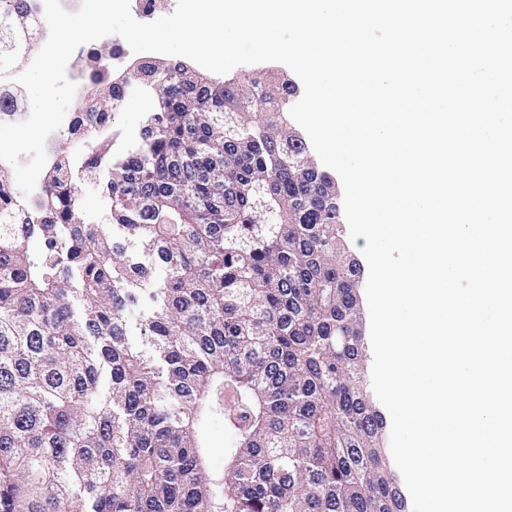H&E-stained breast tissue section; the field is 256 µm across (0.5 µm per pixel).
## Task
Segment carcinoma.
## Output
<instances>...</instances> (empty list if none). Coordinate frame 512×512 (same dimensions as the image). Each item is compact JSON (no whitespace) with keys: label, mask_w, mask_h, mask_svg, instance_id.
<instances>
[{"label":"carcinoma","mask_w":512,"mask_h":512,"mask_svg":"<svg viewBox=\"0 0 512 512\" xmlns=\"http://www.w3.org/2000/svg\"><path fill=\"white\" fill-rule=\"evenodd\" d=\"M39 27L0 0V72ZM103 82L82 111H122L129 87L156 103L126 155L85 144L106 223L69 159L27 200L0 166V512H403L361 282L282 127L290 83L181 62ZM77 185L80 187V198L89 221L93 224H104L103 202L96 188L91 183L78 182ZM209 441L210 467L214 473L224 472V449L228 447L230 436L224 430V420L213 418L203 427Z\"/></svg>","instance_id":"obj_1"}]
</instances>
